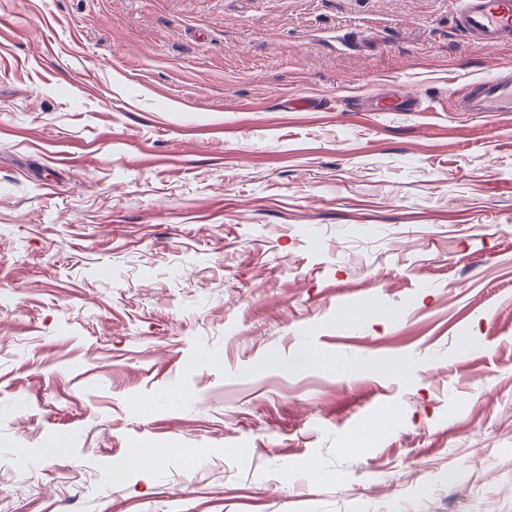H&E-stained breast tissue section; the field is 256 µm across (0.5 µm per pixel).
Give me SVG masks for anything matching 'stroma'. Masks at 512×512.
I'll use <instances>...</instances> for the list:
<instances>
[{"label":"stroma","instance_id":"obj_1","mask_svg":"<svg viewBox=\"0 0 512 512\" xmlns=\"http://www.w3.org/2000/svg\"><path fill=\"white\" fill-rule=\"evenodd\" d=\"M509 61L450 0H0V512H512V115L451 103Z\"/></svg>","mask_w":512,"mask_h":512}]
</instances>
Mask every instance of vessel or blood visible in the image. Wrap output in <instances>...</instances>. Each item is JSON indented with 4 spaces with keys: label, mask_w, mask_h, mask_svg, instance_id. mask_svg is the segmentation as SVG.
Here are the masks:
<instances>
[{
    "label": "vessel or blood",
    "mask_w": 512,
    "mask_h": 512,
    "mask_svg": "<svg viewBox=\"0 0 512 512\" xmlns=\"http://www.w3.org/2000/svg\"><path fill=\"white\" fill-rule=\"evenodd\" d=\"M469 44L483 49L512 42V0H451ZM459 112L512 114V65L469 82L454 101Z\"/></svg>",
    "instance_id": "vessel-or-blood-1"
}]
</instances>
